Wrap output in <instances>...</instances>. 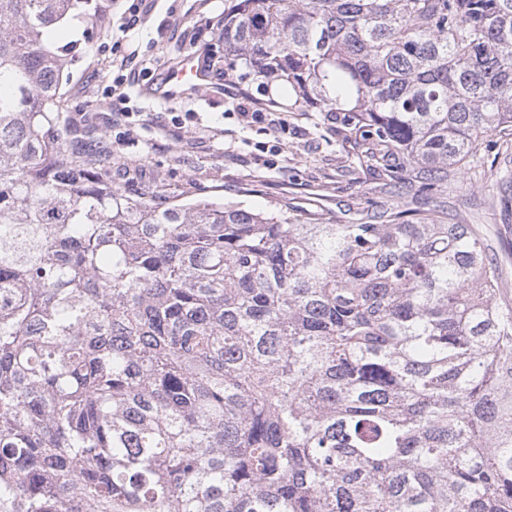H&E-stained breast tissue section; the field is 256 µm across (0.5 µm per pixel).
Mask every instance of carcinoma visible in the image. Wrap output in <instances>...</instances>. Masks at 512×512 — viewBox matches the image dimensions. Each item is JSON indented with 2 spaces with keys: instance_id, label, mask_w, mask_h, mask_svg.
I'll use <instances>...</instances> for the list:
<instances>
[{
  "instance_id": "1",
  "label": "carcinoma",
  "mask_w": 512,
  "mask_h": 512,
  "mask_svg": "<svg viewBox=\"0 0 512 512\" xmlns=\"http://www.w3.org/2000/svg\"><path fill=\"white\" fill-rule=\"evenodd\" d=\"M92 0H0V512H512V305L448 169L512 135V0H235L224 68L424 211L112 187L58 104Z\"/></svg>"
}]
</instances>
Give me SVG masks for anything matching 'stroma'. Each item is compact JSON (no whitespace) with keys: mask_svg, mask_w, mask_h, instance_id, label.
Returning <instances> with one entry per match:
<instances>
[{"mask_svg":"<svg viewBox=\"0 0 512 512\" xmlns=\"http://www.w3.org/2000/svg\"><path fill=\"white\" fill-rule=\"evenodd\" d=\"M91 16L63 25L57 45L76 43L61 110L76 137H102L111 151L112 185L161 197L240 199L255 211L287 203L290 222L319 216L348 224L386 210L416 208L404 179L383 187L382 176L359 162L353 142L337 136L338 116L310 110L288 115L287 128L250 123L246 113L286 92L256 85L229 88L224 79V11L231 0H92ZM136 19L123 31L121 19ZM132 60L124 69L129 132L112 124V47ZM210 60L209 80L179 99L151 94L152 83L183 58ZM439 200L448 221L470 224L499 266L512 294V141L498 139L472 167L456 172Z\"/></svg>","mask_w":512,"mask_h":512,"instance_id":"obj_1","label":"stroma"}]
</instances>
